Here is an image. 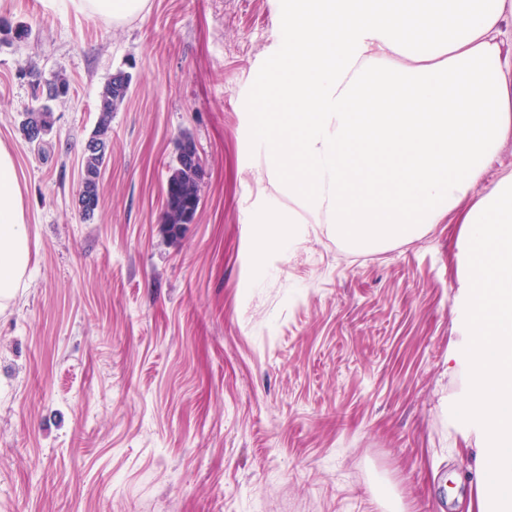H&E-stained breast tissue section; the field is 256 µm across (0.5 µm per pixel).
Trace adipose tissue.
Segmentation results:
<instances>
[{
	"label": "adipose tissue",
	"mask_w": 512,
	"mask_h": 512,
	"mask_svg": "<svg viewBox=\"0 0 512 512\" xmlns=\"http://www.w3.org/2000/svg\"><path fill=\"white\" fill-rule=\"evenodd\" d=\"M269 48L287 65L275 95L246 108L267 144L258 178L292 203L270 224H330L353 247L462 218L481 258L466 265L465 329L484 420L469 455L467 512H512V172L472 197L512 141V0H287ZM122 23L147 0H43ZM23 188L0 144V308L30 263Z\"/></svg>",
	"instance_id": "adipose-tissue-1"
}]
</instances>
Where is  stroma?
<instances>
[{"label": "stroma", "mask_w": 512, "mask_h": 512, "mask_svg": "<svg viewBox=\"0 0 512 512\" xmlns=\"http://www.w3.org/2000/svg\"><path fill=\"white\" fill-rule=\"evenodd\" d=\"M0 143L23 177L31 262L0 310V512H463L481 432L461 336L458 214L376 248L281 224L263 267V152L242 111L283 0H148L115 24L0 0ZM34 64L71 95L41 144L20 122ZM133 76L91 218L76 206L99 94ZM201 150L193 223L163 230L176 140ZM461 363L449 367L448 356Z\"/></svg>", "instance_id": "35a3bbf8"}]
</instances>
